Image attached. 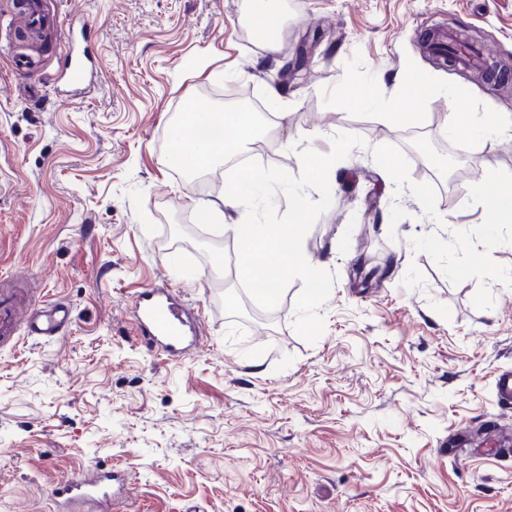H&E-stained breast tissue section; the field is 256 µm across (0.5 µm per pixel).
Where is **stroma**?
<instances>
[{
    "label": "stroma",
    "instance_id": "stroma-1",
    "mask_svg": "<svg viewBox=\"0 0 512 512\" xmlns=\"http://www.w3.org/2000/svg\"><path fill=\"white\" fill-rule=\"evenodd\" d=\"M44 5L53 25L27 44L17 0H0V291L64 303L71 323L0 345V512H51L50 488L95 465L129 474L119 512H512V458L484 438L512 434L495 388L512 369V223L473 193L512 180V126L446 131L455 97L512 113V88L439 66L419 37L444 26L512 63V0H288L273 54L243 0ZM75 29L95 82L65 98ZM415 72L435 94L407 100L415 128L393 125L382 102ZM255 100L243 155L267 183L244 186L236 218L286 224L290 196L312 195V302L296 270L272 306L232 280L241 246L202 212L233 166L165 162L190 107ZM336 141L333 179L312 185L303 151ZM471 240L493 275L466 274ZM154 286L196 308L181 357L134 334Z\"/></svg>",
    "mask_w": 512,
    "mask_h": 512
}]
</instances>
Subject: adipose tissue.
<instances>
[{
	"mask_svg": "<svg viewBox=\"0 0 512 512\" xmlns=\"http://www.w3.org/2000/svg\"><path fill=\"white\" fill-rule=\"evenodd\" d=\"M246 8L254 29L264 37L266 49L276 51L285 24L280 0H246ZM432 96L430 83L423 76L412 74L404 81L398 95L387 102L386 114L395 125H413L418 116L407 110L406 100L425 101ZM222 121V136L202 138L194 133L184 135L180 142L172 145L167 156L168 163L183 161L189 169L203 170L240 154L244 145L256 135V114L241 108L227 110L222 115ZM231 229L243 245L238 262L240 277L254 281L268 302H276L283 273L290 267L307 274L310 283L309 295L314 296L321 292L322 281L317 266L307 261L298 250L301 225H289L283 233L261 224L238 222L232 223Z\"/></svg>",
	"mask_w": 512,
	"mask_h": 512,
	"instance_id": "obj_1",
	"label": "adipose tissue"
}]
</instances>
